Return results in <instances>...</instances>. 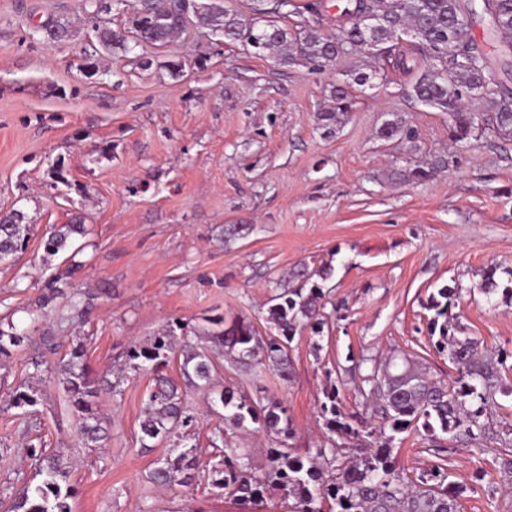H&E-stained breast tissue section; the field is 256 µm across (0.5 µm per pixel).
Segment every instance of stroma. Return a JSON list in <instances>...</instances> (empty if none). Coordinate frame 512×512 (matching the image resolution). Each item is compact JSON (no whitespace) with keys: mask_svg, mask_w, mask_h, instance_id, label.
I'll return each instance as SVG.
<instances>
[{"mask_svg":"<svg viewBox=\"0 0 512 512\" xmlns=\"http://www.w3.org/2000/svg\"><path fill=\"white\" fill-rule=\"evenodd\" d=\"M52 16L79 22L81 0H0V212L23 209L36 226L27 252L0 265V318L32 334L0 357V499L38 483L26 453L33 445L69 462L72 512H239L204 483L168 490L148 482L173 447L137 441L146 375L125 373L120 395L99 392L108 435L97 448L79 442L61 386L40 382L42 400L26 416L11 400L30 384L32 358L56 359L44 333L65 348L82 339L92 377H102L176 319L196 331L218 315L266 329L272 297L301 267L315 277L331 271L321 283L329 325L294 337L291 377L229 363L217 376L247 398L283 402L296 430L291 452L325 443L327 388L336 387L346 413L364 415L361 377L391 354L447 378L451 365L426 329L427 304L447 284L460 289L448 309L453 325L506 354L512 381V301L489 302L478 290L488 268L498 282L512 277V141L488 131L452 144L447 114L411 99L413 74L385 60L284 67L194 29L166 48L99 55L87 69L92 31L47 45L34 29ZM371 65L374 88L324 133L332 84ZM396 115L415 139L379 137ZM448 152L457 166L422 182L398 179ZM58 161L61 183L50 170ZM75 213L88 229L76 285L94 294L95 309L88 324L63 328L29 312L67 266L65 255L46 257L42 235ZM502 454L494 441L441 456L412 433L392 452L410 475L441 462L458 477L480 473L461 512H512Z\"/></svg>","mask_w":512,"mask_h":512,"instance_id":"1","label":"stroma"}]
</instances>
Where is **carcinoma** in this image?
I'll return each instance as SVG.
<instances>
[{
  "instance_id": "cac0c4a2",
  "label": "carcinoma",
  "mask_w": 512,
  "mask_h": 512,
  "mask_svg": "<svg viewBox=\"0 0 512 512\" xmlns=\"http://www.w3.org/2000/svg\"><path fill=\"white\" fill-rule=\"evenodd\" d=\"M320 5L317 0L306 6L307 14L301 17L299 28L291 31L261 19L265 14L261 8L248 15L226 5V0H207V7L192 16V25L220 35L226 42L268 51L283 66H331L339 58L368 52L364 42L373 41L377 44L375 56L392 59L397 68L407 73L419 69L410 97L448 113L453 142H468L487 130L504 141L512 140V88L492 64L485 44L453 37L455 27L451 20L465 8L460 0H349L345 7L351 18L346 31L334 37L322 31ZM111 10L112 5L102 0H82L84 22L91 27L101 50L109 54L114 49H126L129 38L137 47H165L187 29L182 13L172 7L171 0H136L126 35L112 30L108 17ZM494 11L497 28L489 31V40L508 50L512 48V0H497ZM364 13L378 16L377 29L369 31L358 25L357 16ZM35 33L55 45L73 39L77 29L69 20L57 18L39 25ZM346 75L344 84L330 90L334 106L320 115L322 126L328 130L351 109L354 92L373 78L371 73L356 70H348ZM467 99L483 102L491 108V115L468 110L464 106ZM379 135L384 139H411L414 131L397 116L381 126ZM455 164L454 155L436 156L400 177L423 181ZM33 230L34 225L22 210L13 209L1 217L0 262L14 261L24 254ZM86 234L85 225L77 217L66 224H50L42 235L44 251L50 256L71 251L70 267L76 271L82 264L75 261L79 250L73 245ZM292 278L298 286L283 289L268 308L266 322L276 330L274 334L262 335L254 324L243 319L227 325L219 315L210 320L213 328L196 334V343L188 340V325L176 320L150 342L129 349L131 369L154 375L140 423L141 447H149L152 440L173 437L180 448L176 455L155 463L148 481L160 487L190 486L196 482L200 469L196 433L192 432L196 417L185 401L188 393L195 391L209 395L214 406L222 407L226 420L223 425L216 424L208 436L212 451L204 469L207 483L224 490L240 506L263 499L264 492L273 485L292 500L294 512H323V505L331 501L336 504V512H459L461 498L471 489V483L481 480L480 475L452 480L445 465L440 464L411 477L397 471L391 457L395 435L408 430H423L439 452L445 449L446 441L480 449L500 435L512 436V423L507 421L497 430L493 422V416L503 409L501 399L512 398V385L506 383L500 368L503 360L492 350H480L476 339L457 336L452 331L448 305L458 293L454 286L439 288L429 309L435 311L430 320L431 332H439L436 348L441 353L448 352L456 375L446 382L436 380L404 354L373 366L363 378L368 390L362 395L365 401L373 402V411L380 420L375 428L380 437L377 447L367 448L349 461L339 460L335 448L324 445L306 456L293 455L283 447L270 448L266 482L254 475L248 453L228 447V439L250 424L280 436L282 444L292 438L287 408L282 403L250 400L227 388L217 390L213 379L222 361L246 370L268 367L288 379L289 346L294 336L308 326L320 333L327 323L322 313L323 289L315 284L307 286L309 277L304 270ZM71 287L70 281L53 279L48 293L38 300L39 308L59 300L69 308L68 312L59 313V322H86L94 296L85 295L79 305ZM479 290L489 300L498 293L512 298V284H498L493 270L484 274ZM177 329L183 336L179 350ZM28 339L27 330L8 322V329L0 328V355ZM85 356V345L79 340L57 362L48 365L35 359L31 366L34 377L46 373L56 376L77 418L78 437L90 447L106 436L92 398L102 389L112 394L121 389L118 380L91 378ZM174 363L178 383L162 374ZM325 398L320 410L328 432L341 439L358 437L360 431L353 424L354 417L343 413L338 405L336 389L326 392ZM39 401V391L32 388L18 390L13 396L14 407L20 409L33 408ZM34 456L40 461L42 480L34 487L26 483L17 488L6 512H71L68 500L73 497V488L68 483L66 463L43 450ZM329 466L334 467V472L327 478L325 470Z\"/></svg>"
}]
</instances>
